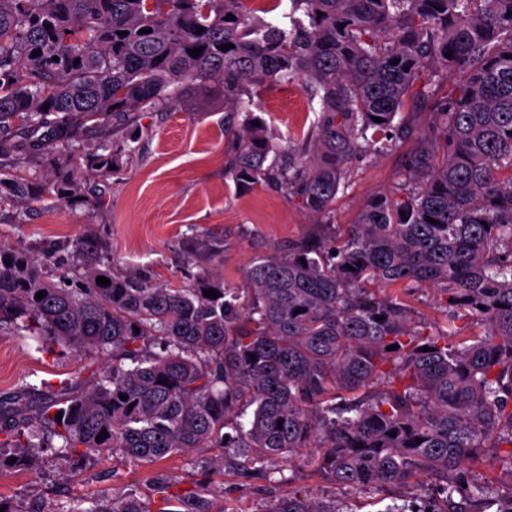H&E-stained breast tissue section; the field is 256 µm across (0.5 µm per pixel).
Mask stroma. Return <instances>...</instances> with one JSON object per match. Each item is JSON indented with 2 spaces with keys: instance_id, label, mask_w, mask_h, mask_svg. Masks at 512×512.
I'll use <instances>...</instances> for the list:
<instances>
[{
  "instance_id": "obj_1",
  "label": "stroma",
  "mask_w": 512,
  "mask_h": 512,
  "mask_svg": "<svg viewBox=\"0 0 512 512\" xmlns=\"http://www.w3.org/2000/svg\"><path fill=\"white\" fill-rule=\"evenodd\" d=\"M255 112L283 148L291 137L307 132L315 118L299 84L263 90ZM136 118L134 130L112 136L109 169L86 173L84 141L64 151L27 156L24 176L47 182L73 175L76 196L63 202L47 193L28 205H0V242L37 254L52 249L66 259L75 241L93 232L105 242V260L115 274L179 287L192 283L206 267L245 301L251 288L245 268L253 257L317 233L325 223L339 230L356 223L376 194L400 189L413 148L411 141H400L381 155L354 159L349 188L318 218L298 200L273 189L238 191L227 170L231 140L225 133L229 115L223 104L184 99L162 111L137 113ZM213 234L224 237L220 262L210 261L205 250ZM102 364V358L79 357L59 346L42 350L26 332L0 334V396L21 386L36 396L48 383L83 384ZM216 454V449L198 448L155 464L109 454L68 462L49 456L37 469L0 472V496L28 505L47 495L56 508L78 500L88 505L103 494H132L148 502L160 497L158 479L177 490L190 487ZM284 476V481L269 484L225 471L213 478L214 501L231 512H264L271 500L301 490L351 512H383L387 496L415 505L421 496L437 494L432 487L419 496L398 486L386 495L353 496L299 464L285 468Z\"/></svg>"
}]
</instances>
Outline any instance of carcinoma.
Returning a JSON list of instances; mask_svg holds the SVG:
<instances>
[{
  "label": "carcinoma",
  "mask_w": 512,
  "mask_h": 512,
  "mask_svg": "<svg viewBox=\"0 0 512 512\" xmlns=\"http://www.w3.org/2000/svg\"><path fill=\"white\" fill-rule=\"evenodd\" d=\"M289 2L266 20L248 0H0V156L203 98L243 113L228 161L237 188L274 185L322 215L354 158L412 134L405 101H428L402 195L378 194L328 249L315 234L255 257L246 303L207 272L184 288L116 275L90 233L71 251L75 288L53 252L0 244V332L107 357L86 387L0 400V472L52 448L149 462L235 448L212 472L272 482L269 461L299 459L352 494L430 483L439 512H512V491L473 469L490 450L512 475V0ZM455 74L463 82L439 95ZM298 79L319 115L285 156L252 106ZM47 190L0 177V201ZM406 288L436 290L445 324L415 322ZM209 494L201 480L155 511L104 495L66 512H227ZM263 512L344 509L296 491Z\"/></svg>",
  "instance_id": "cac0c4a2"
}]
</instances>
